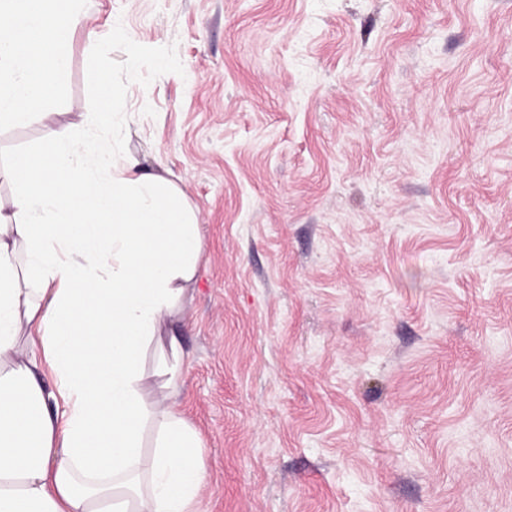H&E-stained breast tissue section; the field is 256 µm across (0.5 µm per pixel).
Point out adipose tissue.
Listing matches in <instances>:
<instances>
[{
	"label": "adipose tissue",
	"instance_id": "1",
	"mask_svg": "<svg viewBox=\"0 0 512 512\" xmlns=\"http://www.w3.org/2000/svg\"><path fill=\"white\" fill-rule=\"evenodd\" d=\"M81 0H0V122H52ZM0 211V512H197L208 482L173 396L204 249L182 191L59 134L18 151ZM163 352L147 374L148 351Z\"/></svg>",
	"mask_w": 512,
	"mask_h": 512
}]
</instances>
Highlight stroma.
I'll return each instance as SVG.
<instances>
[{"label":"stroma","mask_w":512,"mask_h":512,"mask_svg":"<svg viewBox=\"0 0 512 512\" xmlns=\"http://www.w3.org/2000/svg\"><path fill=\"white\" fill-rule=\"evenodd\" d=\"M53 124L183 189L199 512H512V0H84Z\"/></svg>","instance_id":"35a3bbf8"}]
</instances>
